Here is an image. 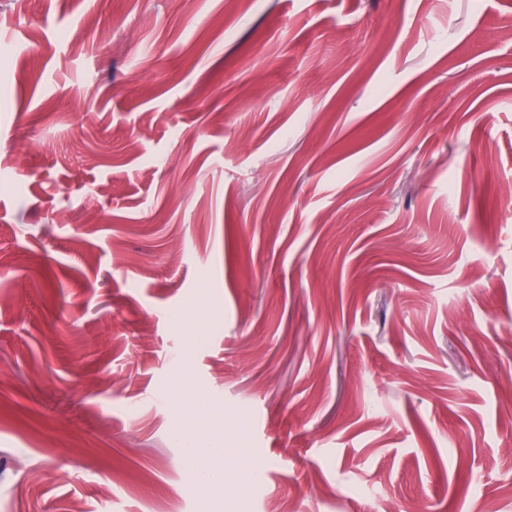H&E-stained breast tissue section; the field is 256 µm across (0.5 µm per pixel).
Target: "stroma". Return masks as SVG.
Returning a JSON list of instances; mask_svg holds the SVG:
<instances>
[{"instance_id": "stroma-1", "label": "stroma", "mask_w": 512, "mask_h": 512, "mask_svg": "<svg viewBox=\"0 0 512 512\" xmlns=\"http://www.w3.org/2000/svg\"><path fill=\"white\" fill-rule=\"evenodd\" d=\"M503 184L512 0H0V512H512ZM191 465L195 476L202 482L209 484L216 492H223L226 473L224 469L217 470L212 466V461L222 458L224 462L232 457L234 448H216L206 429H198L191 435Z\"/></svg>"}]
</instances>
